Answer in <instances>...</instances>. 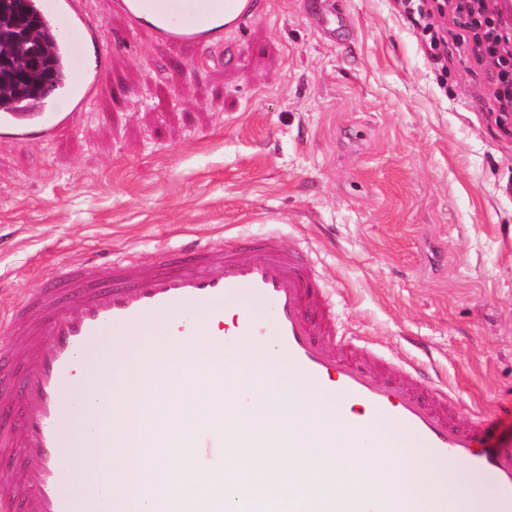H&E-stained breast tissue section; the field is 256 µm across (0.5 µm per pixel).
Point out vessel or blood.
<instances>
[{
	"label": "vessel or blood",
	"mask_w": 512,
	"mask_h": 512,
	"mask_svg": "<svg viewBox=\"0 0 512 512\" xmlns=\"http://www.w3.org/2000/svg\"><path fill=\"white\" fill-rule=\"evenodd\" d=\"M253 7L252 0H112L113 10L132 23L149 21L156 44L165 49L196 50L221 43L225 14H233L237 27L252 16ZM46 24L57 32L73 76L70 108L58 111L42 104L1 113L0 138L19 145L51 142L75 126L97 98L107 73L109 53L88 0H50ZM186 251L189 265L164 260L147 271L125 258L114 259L95 282L85 278L83 268H69L30 290L14 309L8 327L28 342L20 359L0 367V390L34 398L38 409L23 415L17 427H0V447L21 449L37 465L22 468L16 480L0 486V512H132L131 501L113 494L103 482L86 492L63 490L59 450L66 441L59 424L68 408L64 390L79 367L84 341L106 325L113 333L137 336L147 323L154 326L153 338L130 361L143 375H151L177 343L207 350V376L218 381L225 365L236 363L239 340L261 349L270 343L274 350L260 364L263 375L297 374L331 405L333 417L316 423L297 406L276 405L251 392L233 403L214 402L212 414H244L261 427L282 422L303 446L334 454L346 448H390L394 435L401 434L411 438L412 455L437 462L458 460L470 471L491 476L494 493L480 500L479 512H512V447L487 442L484 416L462 423L459 406L423 366L385 357L380 376L337 344L328 299L304 249L287 248L278 238L264 236L224 245L193 243ZM252 297L268 307V319L248 311ZM37 320L45 321L49 343L30 339V326ZM173 423L187 431L182 445L196 474L223 471L233 448H261L274 456L283 446L279 434L263 429L245 436L217 431L210 416L194 410L182 411ZM78 445L120 448L124 442L92 424ZM163 482L156 474L139 486L151 512H224V494L213 486L187 491L174 501ZM287 484L300 489L305 512H452V495L444 485L419 507L399 493L336 494L326 471L311 487L300 471L287 480L273 475L262 490L275 501Z\"/></svg>",
	"instance_id": "obj_1"
}]
</instances>
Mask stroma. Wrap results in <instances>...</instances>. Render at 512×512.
Instances as JSON below:
<instances>
[{
    "instance_id": "stroma-1",
    "label": "stroma",
    "mask_w": 512,
    "mask_h": 512,
    "mask_svg": "<svg viewBox=\"0 0 512 512\" xmlns=\"http://www.w3.org/2000/svg\"><path fill=\"white\" fill-rule=\"evenodd\" d=\"M307 2L258 0L194 52L91 0L110 67L90 111L49 144L0 139V352L20 356L6 313L58 267L271 232L307 249L357 357L418 359L511 440L512 135L490 68L450 17L438 62L397 0Z\"/></svg>"
}]
</instances>
